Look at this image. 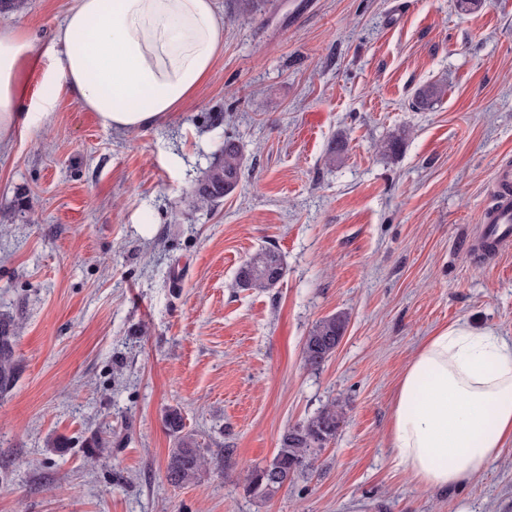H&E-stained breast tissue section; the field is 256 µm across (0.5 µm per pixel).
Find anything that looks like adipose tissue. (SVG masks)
<instances>
[{"label": "adipose tissue", "mask_w": 512, "mask_h": 512, "mask_svg": "<svg viewBox=\"0 0 512 512\" xmlns=\"http://www.w3.org/2000/svg\"><path fill=\"white\" fill-rule=\"evenodd\" d=\"M224 37L216 0H76L52 37L47 86H65L105 127L137 132L183 108ZM35 51L0 21V146L27 121L19 84ZM397 466L424 487L472 481L512 443V342L456 322L417 348L389 428Z\"/></svg>", "instance_id": "adipose-tissue-1"}]
</instances>
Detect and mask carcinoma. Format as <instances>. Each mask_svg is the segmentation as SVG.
<instances>
[{"label": "carcinoma", "mask_w": 512, "mask_h": 512, "mask_svg": "<svg viewBox=\"0 0 512 512\" xmlns=\"http://www.w3.org/2000/svg\"><path fill=\"white\" fill-rule=\"evenodd\" d=\"M243 153L239 144L224 139L213 161L197 179L195 203L200 209L212 210L233 193L240 180ZM287 267L279 252L263 249L239 268L235 283L244 290L257 292L276 287L285 277ZM345 318L332 315L318 321L305 338L303 354L307 365L318 368L336 350L344 334ZM22 324L13 315L0 311V397L6 396L17 382L20 364L16 345ZM342 413L331 406L289 428L282 436L280 448L264 465L247 469L246 491L265 501L273 498L288 482L311 469L318 452L336 436ZM166 431L174 439L166 466V479L180 486L201 480L207 459L196 436L185 430L177 407L169 408L163 419Z\"/></svg>", "instance_id": "cac0c4a2"}]
</instances>
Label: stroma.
Listing matches in <instances>:
<instances>
[{
  "label": "stroma",
  "mask_w": 512,
  "mask_h": 512,
  "mask_svg": "<svg viewBox=\"0 0 512 512\" xmlns=\"http://www.w3.org/2000/svg\"><path fill=\"white\" fill-rule=\"evenodd\" d=\"M75 2L0 10L32 35L34 73ZM217 6L212 75L158 126L106 128L65 90L45 116L20 83L31 121L0 149V311L23 325L0 512H512V444L465 486L425 490L385 439L426 336L464 321L512 338V246L485 250L481 222L512 162V0ZM431 84L443 95L414 109ZM395 135L401 151H379ZM227 137L239 186L197 209ZM264 248L285 279L236 288ZM333 314L342 341L309 367L304 340ZM330 405L343 419L313 469L250 497L248 467ZM171 407L203 437L198 483L165 479Z\"/></svg>",
  "instance_id": "obj_1"
}]
</instances>
